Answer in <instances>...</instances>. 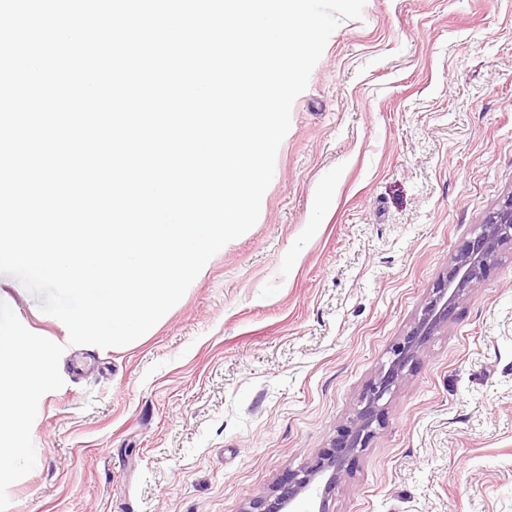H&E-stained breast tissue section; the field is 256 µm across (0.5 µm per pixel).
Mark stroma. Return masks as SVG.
<instances>
[{
	"instance_id": "stroma-1",
	"label": "stroma",
	"mask_w": 512,
	"mask_h": 512,
	"mask_svg": "<svg viewBox=\"0 0 512 512\" xmlns=\"http://www.w3.org/2000/svg\"><path fill=\"white\" fill-rule=\"evenodd\" d=\"M260 215L139 339L64 345L8 512H242L356 414L512 195V0H366L329 37ZM329 512H512V241L432 335Z\"/></svg>"
}]
</instances>
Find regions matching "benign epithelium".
<instances>
[{"label":"benign epithelium","instance_id":"benign-epithelium-1","mask_svg":"<svg viewBox=\"0 0 512 512\" xmlns=\"http://www.w3.org/2000/svg\"><path fill=\"white\" fill-rule=\"evenodd\" d=\"M506 240H512V196L465 243L417 321L392 346L388 362L366 386L360 408L349 424L340 428L329 446L307 467L288 473L275 489L252 499L243 512H295V502L310 491L319 497L316 512H328L329 496L348 476V466L355 452L367 447L373 437L374 424L381 421L385 399L392 396L402 381L405 368L434 331L467 300L471 284L487 275L498 247Z\"/></svg>","mask_w":512,"mask_h":512}]
</instances>
